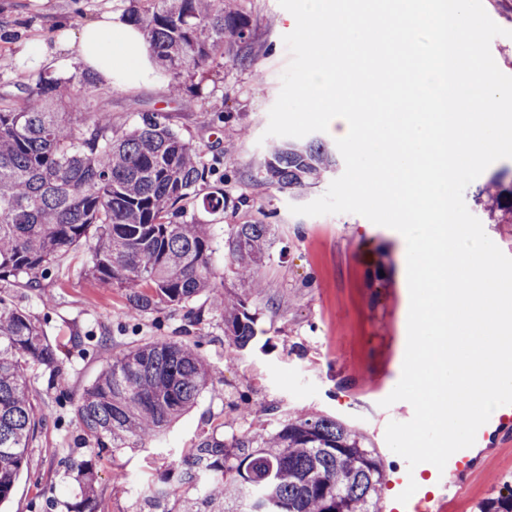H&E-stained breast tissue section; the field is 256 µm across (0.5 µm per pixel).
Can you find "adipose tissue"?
Returning <instances> with one entry per match:
<instances>
[{"label": "adipose tissue", "mask_w": 512, "mask_h": 512, "mask_svg": "<svg viewBox=\"0 0 512 512\" xmlns=\"http://www.w3.org/2000/svg\"><path fill=\"white\" fill-rule=\"evenodd\" d=\"M68 49L71 60L92 72L100 85L110 87L133 79L149 85L158 82L157 65L142 35L134 26L115 21L112 13L85 24Z\"/></svg>", "instance_id": "adipose-tissue-1"}]
</instances>
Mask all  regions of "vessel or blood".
Instances as JSON below:
<instances>
[{
    "mask_svg": "<svg viewBox=\"0 0 512 512\" xmlns=\"http://www.w3.org/2000/svg\"><path fill=\"white\" fill-rule=\"evenodd\" d=\"M512 442V405L498 407L489 421L476 434L474 447L454 453L444 469L422 463L415 468L399 465L391 468L386 477L387 494L378 512H459L463 494L464 475L472 471L478 458L475 449ZM416 482L417 491L407 503H400L398 496L409 482Z\"/></svg>",
    "mask_w": 512,
    "mask_h": 512,
    "instance_id": "obj_1",
    "label": "vessel or blood"
}]
</instances>
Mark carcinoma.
Instances as JSON below:
<instances>
[{
  "label": "carcinoma",
  "instance_id": "1",
  "mask_svg": "<svg viewBox=\"0 0 512 512\" xmlns=\"http://www.w3.org/2000/svg\"><path fill=\"white\" fill-rule=\"evenodd\" d=\"M125 18L142 34L150 56L176 76L224 54L244 64L252 27L241 5L226 0H129ZM93 79L71 80L67 94L42 76L18 106L0 105V282L26 277L34 291L56 257L95 238L90 277L125 290L128 306L147 314L187 309L207 294L224 320L225 358L265 350L253 291L215 283L214 239L207 225L185 220L183 202L201 197L209 213L227 199L202 193L210 169L199 150L160 113H145L128 132L92 109ZM336 166L320 139L278 143L260 166L262 182L301 192ZM492 194L497 223L512 224V180L493 177L474 195ZM274 237L269 224H228L227 273L244 284L258 275ZM49 378L62 371L60 349L41 325L0 294V502L10 497L40 426L28 369ZM212 384V368L197 346L155 338L127 349L86 390L77 406L82 435L97 452L145 448L194 406ZM266 420L229 437L202 436L175 464L177 487L164 481L145 505L161 512H377L385 470L363 434L330 415L262 409ZM209 472H190L194 460ZM81 499L68 512H98L95 463L71 461ZM173 507H168L169 501Z\"/></svg>",
  "mask_w": 512,
  "mask_h": 512
}]
</instances>
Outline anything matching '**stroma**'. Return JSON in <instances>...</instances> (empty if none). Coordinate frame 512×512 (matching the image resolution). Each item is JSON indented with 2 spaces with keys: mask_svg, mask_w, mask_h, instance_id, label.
<instances>
[{
  "mask_svg": "<svg viewBox=\"0 0 512 512\" xmlns=\"http://www.w3.org/2000/svg\"><path fill=\"white\" fill-rule=\"evenodd\" d=\"M483 6L505 30L492 40V56L503 73L512 75V0H483ZM126 8L125 0H0V27L13 32L12 38L0 40V56L12 64L0 73V101L22 97L39 71L23 55L27 40L72 38L101 12L120 17ZM243 8L255 34L251 61L241 66L225 60L204 75L184 77L194 109H181L174 101L168 74L158 90L138 83L97 86L93 105L110 116L120 134L141 113L162 111L169 125L201 151L211 169L207 190L223 191L228 202L239 205L233 213L211 214L200 200L186 203L188 216L210 227L216 273L227 264L225 224L272 225L275 241L254 295L257 326L271 344L267 351L229 361L224 325L212 313L205 312L202 323L190 328L182 312L171 310L130 321L122 289L84 276L92 260L87 244L57 258L40 293L19 282L7 284L13 302L41 323L50 341L67 349L59 377L50 378L36 366L30 370L44 426L0 512H67L65 505L74 501L79 486L59 460L90 456L74 409L113 355L151 337L188 334L213 368L214 387L152 447L121 448L97 461L99 491L109 512H143V494L170 475L173 463L204 433L233 421L232 392L247 396L252 419H261L263 407L271 404L334 415L370 437L385 467L402 461L385 441L386 427L398 414L379 405L381 390H393L401 377L407 343L409 296L400 265L401 240L397 231L357 214L290 212V205L323 195L329 180L296 194L258 183L268 149L261 137L290 61L283 37L295 23L278 0H244ZM100 336L108 337L107 345H97ZM508 482L512 444L485 455L480 471L466 478L460 512H480Z\"/></svg>",
  "mask_w": 512,
  "mask_h": 512,
  "instance_id": "1",
  "label": "stroma"
}]
</instances>
